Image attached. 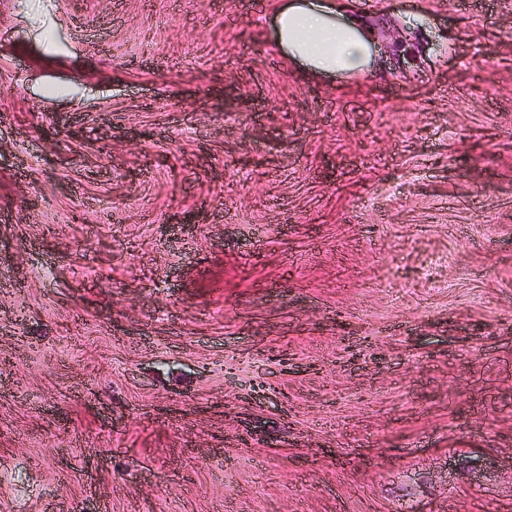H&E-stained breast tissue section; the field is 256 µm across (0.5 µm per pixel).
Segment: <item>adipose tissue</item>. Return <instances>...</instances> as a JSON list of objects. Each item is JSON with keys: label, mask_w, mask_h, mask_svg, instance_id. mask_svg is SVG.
<instances>
[{"label": "adipose tissue", "mask_w": 512, "mask_h": 512, "mask_svg": "<svg viewBox=\"0 0 512 512\" xmlns=\"http://www.w3.org/2000/svg\"><path fill=\"white\" fill-rule=\"evenodd\" d=\"M276 45L311 74L359 76L377 54L373 32L340 0H289L275 17Z\"/></svg>", "instance_id": "ef3b65f1"}]
</instances>
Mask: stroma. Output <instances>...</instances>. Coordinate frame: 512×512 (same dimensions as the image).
Wrapping results in <instances>:
<instances>
[{"instance_id":"stroma-1","label":"stroma","mask_w":512,"mask_h":512,"mask_svg":"<svg viewBox=\"0 0 512 512\" xmlns=\"http://www.w3.org/2000/svg\"><path fill=\"white\" fill-rule=\"evenodd\" d=\"M0 0V512H512V0ZM334 0H291L276 13V46L313 75L359 76L374 65L373 32Z\"/></svg>"}]
</instances>
